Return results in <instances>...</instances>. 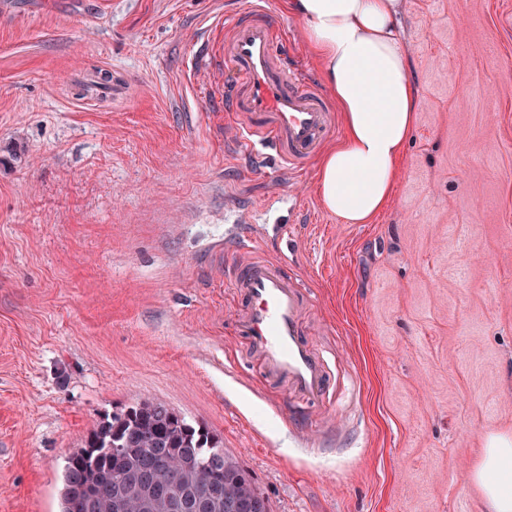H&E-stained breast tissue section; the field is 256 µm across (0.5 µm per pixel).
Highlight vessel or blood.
<instances>
[{"instance_id": "obj_1", "label": "vessel or blood", "mask_w": 512, "mask_h": 512, "mask_svg": "<svg viewBox=\"0 0 512 512\" xmlns=\"http://www.w3.org/2000/svg\"><path fill=\"white\" fill-rule=\"evenodd\" d=\"M279 24L261 0L224 19L218 51L230 79L222 96L225 124L234 146L272 164L285 175L316 156L337 131L332 106L320 86L278 49ZM259 226L224 239L240 260L228 284L248 304L233 323L265 376L285 380L303 400L322 398L325 362L301 337L305 302L301 286L279 261L261 253Z\"/></svg>"}]
</instances>
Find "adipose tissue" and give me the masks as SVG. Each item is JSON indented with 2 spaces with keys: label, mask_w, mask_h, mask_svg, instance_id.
Masks as SVG:
<instances>
[{
  "label": "adipose tissue",
  "mask_w": 512,
  "mask_h": 512,
  "mask_svg": "<svg viewBox=\"0 0 512 512\" xmlns=\"http://www.w3.org/2000/svg\"><path fill=\"white\" fill-rule=\"evenodd\" d=\"M321 62L344 136L319 160L325 208L343 223L368 224L386 209L417 109L396 29L399 0H288ZM512 440L493 437L470 477L483 512H512Z\"/></svg>",
  "instance_id": "1"
}]
</instances>
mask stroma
Instances as JSON below:
<instances>
[{"label":"stroma","instance_id":"obj_1","mask_svg":"<svg viewBox=\"0 0 512 512\" xmlns=\"http://www.w3.org/2000/svg\"><path fill=\"white\" fill-rule=\"evenodd\" d=\"M245 7L0 0V512H60L67 458L143 401L217 433L271 512H481L471 468L512 436V0H400L416 122L370 224L325 210L316 164L225 144L209 26ZM244 216L312 294L320 404L233 330Z\"/></svg>","mask_w":512,"mask_h":512}]
</instances>
